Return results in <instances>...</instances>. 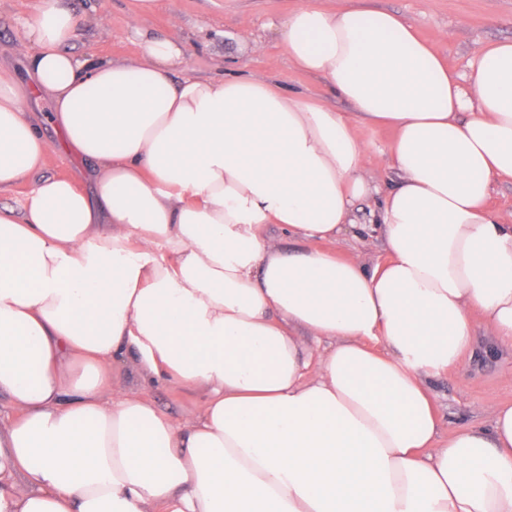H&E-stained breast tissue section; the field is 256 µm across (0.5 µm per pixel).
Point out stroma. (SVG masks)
<instances>
[{"label":"stroma","instance_id":"obj_1","mask_svg":"<svg viewBox=\"0 0 512 512\" xmlns=\"http://www.w3.org/2000/svg\"><path fill=\"white\" fill-rule=\"evenodd\" d=\"M77 19L68 48L80 56L133 60L141 53L128 34L138 25L148 36L171 38L185 52L182 75L194 78L246 73L275 82L287 92L324 102L339 112L350 111L319 77L294 66L285 54L276 31L288 11L301 0H163L164 7L133 18L131 0H59ZM41 0H0V66L22 72L29 44L23 22ZM341 8L384 10L400 14L445 59L450 69L467 74L473 50L481 44L512 39V0H333ZM104 26H97V17ZM30 109L39 116L43 133L59 142L49 154L43 175H79L86 164L69 147L52 120L47 98L36 97ZM121 385L150 398L173 422L198 411L203 394L164 381H147L135 357L124 356L117 366ZM442 433L464 424L481 423L482 407L512 402V351L491 350L475 358H463L450 373L433 378Z\"/></svg>","mask_w":512,"mask_h":512}]
</instances>
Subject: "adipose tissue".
Masks as SVG:
<instances>
[{"label": "adipose tissue", "instance_id": "1", "mask_svg": "<svg viewBox=\"0 0 512 512\" xmlns=\"http://www.w3.org/2000/svg\"><path fill=\"white\" fill-rule=\"evenodd\" d=\"M75 28L42 0L24 75L0 68V192L30 184L0 208V512H512V403L443 442L428 385L476 328L512 349V224L488 205L512 181V40L461 75L396 13L306 0L282 47L348 118L250 76L174 80L182 46L136 27L138 60L82 58ZM36 95L92 191L42 175ZM361 123L394 131L395 186ZM369 195L371 266L338 251ZM126 353L205 390L201 413L115 383ZM259 234L267 243L276 245L286 251L299 250L306 246L298 239L288 236V233H283L278 226L273 224L261 225L259 227Z\"/></svg>", "mask_w": 512, "mask_h": 512}]
</instances>
